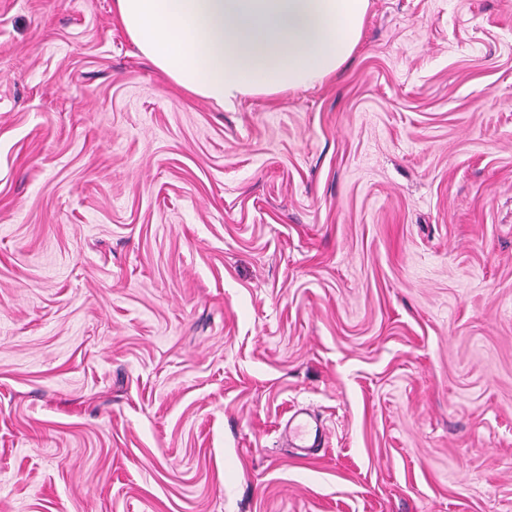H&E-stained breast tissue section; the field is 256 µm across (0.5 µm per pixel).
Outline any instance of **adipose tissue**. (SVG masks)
Returning <instances> with one entry per match:
<instances>
[{"label": "adipose tissue", "instance_id": "obj_1", "mask_svg": "<svg viewBox=\"0 0 512 512\" xmlns=\"http://www.w3.org/2000/svg\"><path fill=\"white\" fill-rule=\"evenodd\" d=\"M370 0H114L142 55L223 106L324 81L354 54Z\"/></svg>", "mask_w": 512, "mask_h": 512}]
</instances>
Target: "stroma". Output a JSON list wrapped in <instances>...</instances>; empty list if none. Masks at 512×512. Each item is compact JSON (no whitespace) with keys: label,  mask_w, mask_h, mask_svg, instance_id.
I'll return each mask as SVG.
<instances>
[{"label":"stroma","mask_w":512,"mask_h":512,"mask_svg":"<svg viewBox=\"0 0 512 512\" xmlns=\"http://www.w3.org/2000/svg\"><path fill=\"white\" fill-rule=\"evenodd\" d=\"M0 512H512V0L231 107L0 0ZM288 436L292 441H299V448H314L322 437L317 424L311 420L294 415L288 421Z\"/></svg>","instance_id":"stroma-1"}]
</instances>
